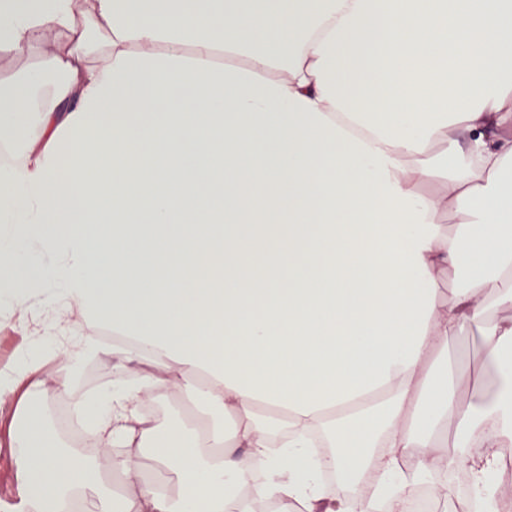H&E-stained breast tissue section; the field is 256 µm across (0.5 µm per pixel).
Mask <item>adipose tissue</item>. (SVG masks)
Here are the masks:
<instances>
[{"label": "adipose tissue", "instance_id": "adipose-tissue-1", "mask_svg": "<svg viewBox=\"0 0 512 512\" xmlns=\"http://www.w3.org/2000/svg\"><path fill=\"white\" fill-rule=\"evenodd\" d=\"M0 306L43 321L0 400L121 346L111 387L57 390L122 454L65 451L26 407L35 512H406L466 468L497 512L512 441V0H0ZM439 180L422 194L420 186ZM459 230L445 228V218ZM465 281L439 297L443 274ZM480 336L495 392L434 354ZM166 389L231 431L157 427ZM452 425L480 447L437 455ZM151 448L177 476L143 488ZM341 482L336 497L324 470ZM38 63V57L35 53L31 54L25 61L19 62L8 54H0V82L4 83L11 82L17 73L19 67L27 65L30 67L35 66Z\"/></svg>", "mask_w": 512, "mask_h": 512}]
</instances>
